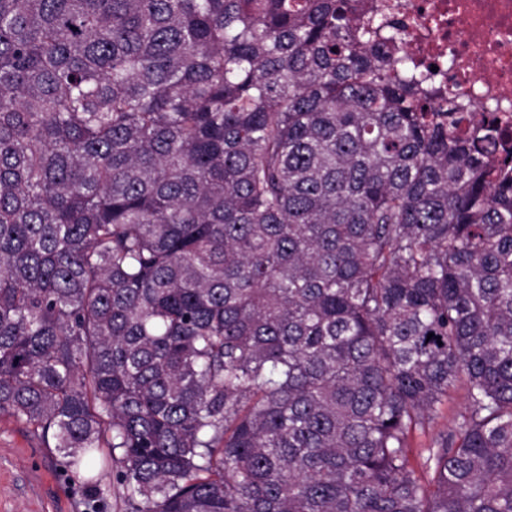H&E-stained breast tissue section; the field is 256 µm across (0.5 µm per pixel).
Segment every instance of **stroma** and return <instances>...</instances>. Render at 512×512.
<instances>
[{
	"label": "stroma",
	"instance_id": "stroma-1",
	"mask_svg": "<svg viewBox=\"0 0 512 512\" xmlns=\"http://www.w3.org/2000/svg\"><path fill=\"white\" fill-rule=\"evenodd\" d=\"M466 408V393L457 389L441 406L430 431L413 434V450L429 447L433 434L452 432ZM116 470L113 463L100 466V489L92 491L52 441L0 412V512H130Z\"/></svg>",
	"mask_w": 512,
	"mask_h": 512
}]
</instances>
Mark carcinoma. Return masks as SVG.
Returning a JSON list of instances; mask_svg holds the SVG:
<instances>
[{"label":"carcinoma","mask_w":512,"mask_h":512,"mask_svg":"<svg viewBox=\"0 0 512 512\" xmlns=\"http://www.w3.org/2000/svg\"><path fill=\"white\" fill-rule=\"evenodd\" d=\"M387 27L0 0V411L132 512H512V156ZM467 398L463 388L457 389L448 398L439 411V414L433 423L432 427L427 430L426 433L416 432L411 437V445L413 448L412 464L416 470L420 473V462L421 459L418 456V452L422 448H428L431 442V438L439 432L450 433L452 432L457 424L462 420V415L466 413Z\"/></svg>","instance_id":"cac0c4a2"}]
</instances>
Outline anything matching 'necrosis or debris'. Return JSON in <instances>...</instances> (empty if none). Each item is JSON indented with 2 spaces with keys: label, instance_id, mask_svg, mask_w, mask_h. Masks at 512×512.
Returning a JSON list of instances; mask_svg holds the SVG:
<instances>
[{
  "label": "necrosis or debris",
  "instance_id": "1",
  "mask_svg": "<svg viewBox=\"0 0 512 512\" xmlns=\"http://www.w3.org/2000/svg\"><path fill=\"white\" fill-rule=\"evenodd\" d=\"M360 20L398 22L408 67L427 96L470 101L474 119L492 112L484 146L512 151V0H353Z\"/></svg>",
  "mask_w": 512,
  "mask_h": 512
}]
</instances>
